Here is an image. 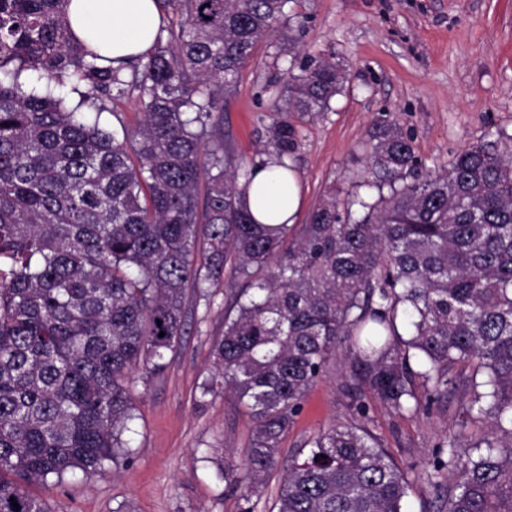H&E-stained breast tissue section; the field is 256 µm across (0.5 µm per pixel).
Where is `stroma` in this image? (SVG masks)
<instances>
[{
	"label": "stroma",
	"mask_w": 512,
	"mask_h": 512,
	"mask_svg": "<svg viewBox=\"0 0 512 512\" xmlns=\"http://www.w3.org/2000/svg\"><path fill=\"white\" fill-rule=\"evenodd\" d=\"M297 63L336 62L344 73L327 109L291 115L298 131L293 165L302 186L299 223L335 195L346 201L370 179L361 145L382 120L398 118L423 167L444 170L458 151L502 128L512 133V0H293ZM283 28L259 43L225 95L217 131L244 161L259 160L287 97L277 61ZM229 280L209 296H189L188 334L163 373L135 374L131 458L91 479L65 475L33 486L51 512H272L282 476L305 441L351 418L338 386L343 360L330 363L310 390L281 445L279 464L260 496L244 500L226 486V465L242 463L250 417L226 394L205 397L214 339L224 332ZM465 399L451 395L417 418L369 403V427L401 468H423L444 437L480 439L485 424H462Z\"/></svg>",
	"instance_id": "1"
}]
</instances>
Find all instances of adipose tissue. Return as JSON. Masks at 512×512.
I'll return each instance as SVG.
<instances>
[{"label": "adipose tissue", "instance_id": "1", "mask_svg": "<svg viewBox=\"0 0 512 512\" xmlns=\"http://www.w3.org/2000/svg\"><path fill=\"white\" fill-rule=\"evenodd\" d=\"M69 16L75 36L93 42L100 55L112 59L147 52L160 25L156 0H71ZM245 201L258 223H296L301 208L296 172L273 165L256 168Z\"/></svg>", "mask_w": 512, "mask_h": 512}]
</instances>
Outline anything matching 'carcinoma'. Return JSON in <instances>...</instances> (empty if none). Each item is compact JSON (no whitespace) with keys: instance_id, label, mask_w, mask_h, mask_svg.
I'll return each mask as SVG.
<instances>
[{"instance_id":"1","label":"carcinoma","mask_w":512,"mask_h":512,"mask_svg":"<svg viewBox=\"0 0 512 512\" xmlns=\"http://www.w3.org/2000/svg\"><path fill=\"white\" fill-rule=\"evenodd\" d=\"M70 2L0 0V512H50L27 485L91 477L125 453L134 370L168 368L188 291L226 270L233 299L202 395L232 393L253 429L224 481L261 495L343 346L359 419L295 451L277 512H404L411 479L368 429L363 385L409 417L469 396L464 416L488 427L478 459L446 437L414 478L435 512H512V134L487 133L439 173L385 120L367 147L376 194L344 214L325 202L298 234L258 224L244 200L257 164L213 128L290 0H157L153 48L118 67L72 37ZM286 75L277 111L300 115L343 81L326 60ZM81 86L93 116L66 106ZM126 97L141 117L120 139L99 115ZM297 146L275 122L268 158L291 169ZM459 363L484 380L458 379Z\"/></svg>"}]
</instances>
